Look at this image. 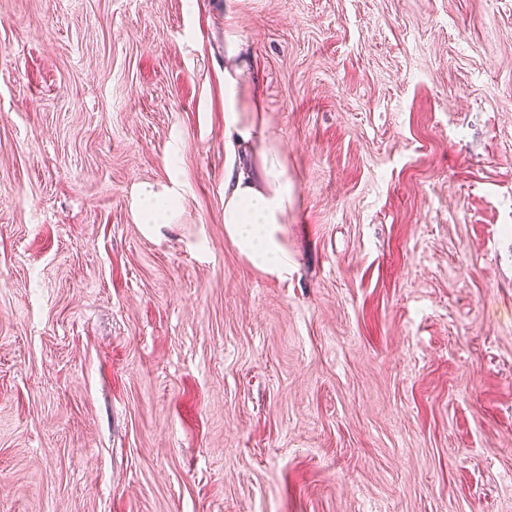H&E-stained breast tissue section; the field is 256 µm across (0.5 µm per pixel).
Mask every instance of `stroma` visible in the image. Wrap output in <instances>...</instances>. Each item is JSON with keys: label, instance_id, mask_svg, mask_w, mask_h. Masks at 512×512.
<instances>
[{"label": "stroma", "instance_id": "1", "mask_svg": "<svg viewBox=\"0 0 512 512\" xmlns=\"http://www.w3.org/2000/svg\"><path fill=\"white\" fill-rule=\"evenodd\" d=\"M0 512H512V0H0ZM236 31L224 33V137L241 146L250 162L224 178V228L241 252L259 268L288 273V254L276 240L279 224H287L295 196L280 149V134L262 115L261 76ZM248 97L252 112H244ZM142 207L146 214L148 224H164L167 218V212L171 207L166 200L161 199L157 195L148 193L145 195Z\"/></svg>", "mask_w": 512, "mask_h": 512}]
</instances>
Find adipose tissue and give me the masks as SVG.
<instances>
[{
    "label": "adipose tissue",
    "instance_id": "ef3b65f1",
    "mask_svg": "<svg viewBox=\"0 0 512 512\" xmlns=\"http://www.w3.org/2000/svg\"><path fill=\"white\" fill-rule=\"evenodd\" d=\"M261 76L247 41L236 31L224 34V136L246 149L245 169L224 179V227L254 265L285 273L288 255L276 240L287 223L295 196L280 149L279 132L262 115Z\"/></svg>",
    "mask_w": 512,
    "mask_h": 512
}]
</instances>
